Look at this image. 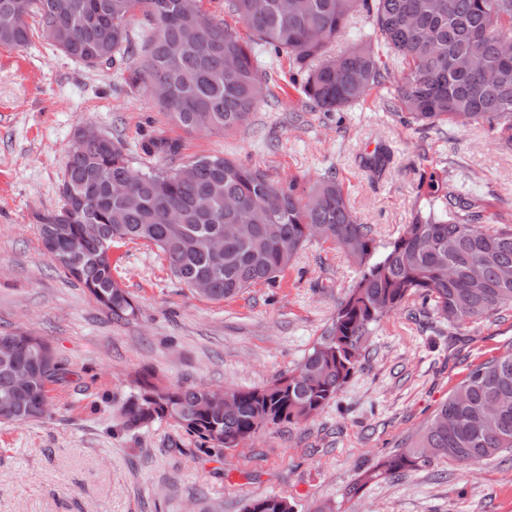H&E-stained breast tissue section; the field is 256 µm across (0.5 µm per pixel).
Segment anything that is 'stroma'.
<instances>
[{
    "mask_svg": "<svg viewBox=\"0 0 512 512\" xmlns=\"http://www.w3.org/2000/svg\"><path fill=\"white\" fill-rule=\"evenodd\" d=\"M280 56L260 69L271 97L231 134L175 128L125 65L89 68L41 37L0 45V332L30 331L67 374L51 418L0 424V512H244L266 495L295 512H512V453L472 466L438 462L348 489L411 436L469 371L512 353V310L451 335L410 298L374 327L347 383L319 413L270 426L238 447L203 453L170 421L120 430L140 372L164 385L254 388L295 368L321 340L359 276L333 245L309 242L275 283L215 301L179 282L143 241L112 246V275L138 306L112 319L44 250L36 216L59 209L77 128L122 142L136 170L223 156L275 182L342 181L378 246L426 209L431 172L468 194L491 226H512V148L480 128L428 130L391 106L395 79L341 112L310 108ZM160 140L180 145L172 158ZM386 148L381 176L362 160Z\"/></svg>",
    "mask_w": 512,
    "mask_h": 512,
    "instance_id": "obj_1",
    "label": "stroma"
}]
</instances>
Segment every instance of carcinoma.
<instances>
[{
  "label": "carcinoma",
  "mask_w": 512,
  "mask_h": 512,
  "mask_svg": "<svg viewBox=\"0 0 512 512\" xmlns=\"http://www.w3.org/2000/svg\"><path fill=\"white\" fill-rule=\"evenodd\" d=\"M0 0V45L25 49L26 18L41 37L92 68L125 59L129 22L144 27V59L128 68L132 89L145 85L160 111L187 133L226 134L250 124L265 96L259 76L268 45L292 62L293 86L322 112H342L397 73L396 107L421 126L482 125L512 146V0H228L254 33L245 41L211 20L203 0ZM373 32L332 52L333 38L361 11ZM63 205L37 215L45 251L112 317L136 314L132 297L112 277V245L141 240L156 246L170 272L189 286L210 283L222 300L258 283H272L314 239L332 242L360 276L336 309L325 335L292 371L272 384L237 389L224 411L221 389L169 385L150 375L120 411L124 431L172 420L201 446L235 448L273 425L306 419L334 400L356 368L371 326L416 297L448 327L512 310V228L483 224L470 199L432 174L428 210L374 259L369 226L352 212L336 173L308 189L283 187L258 168L227 157L136 171L127 148L108 135L75 141L61 179ZM97 226L89 235L86 227ZM224 237V253L205 240ZM28 382L20 386L18 376ZM64 373L51 346L28 331L0 333V423L45 419L49 386ZM512 451V353L473 368L414 438L386 454L349 489L432 465H470ZM245 512H293L287 499L250 500Z\"/></svg>",
  "instance_id": "cac0c4a2"
}]
</instances>
